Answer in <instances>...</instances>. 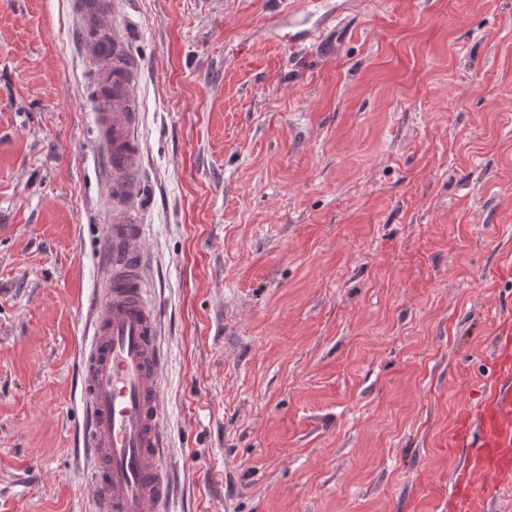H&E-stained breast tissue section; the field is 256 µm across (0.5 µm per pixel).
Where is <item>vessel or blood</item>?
Listing matches in <instances>:
<instances>
[{
    "label": "vessel or blood",
    "mask_w": 512,
    "mask_h": 512,
    "mask_svg": "<svg viewBox=\"0 0 512 512\" xmlns=\"http://www.w3.org/2000/svg\"><path fill=\"white\" fill-rule=\"evenodd\" d=\"M71 8L82 33L81 51L95 63L96 123L108 186L107 288L89 307L78 369L93 512H171L175 493L161 386L170 349L159 307L148 299L145 284L140 70L125 52L127 28L118 23L117 8L105 0H71ZM476 420L484 431L479 461L512 466V389L493 393Z\"/></svg>",
    "instance_id": "obj_1"
}]
</instances>
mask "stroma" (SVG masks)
<instances>
[{"label": "stroma", "mask_w": 512, "mask_h": 512, "mask_svg": "<svg viewBox=\"0 0 512 512\" xmlns=\"http://www.w3.org/2000/svg\"><path fill=\"white\" fill-rule=\"evenodd\" d=\"M179 512H512V0H121ZM343 18L310 46L325 12ZM70 0H0V512H91L104 156ZM476 421L484 430L481 452L475 461L495 468L511 467L512 389L493 393L476 411ZM504 448H508L505 450Z\"/></svg>", "instance_id": "1"}]
</instances>
